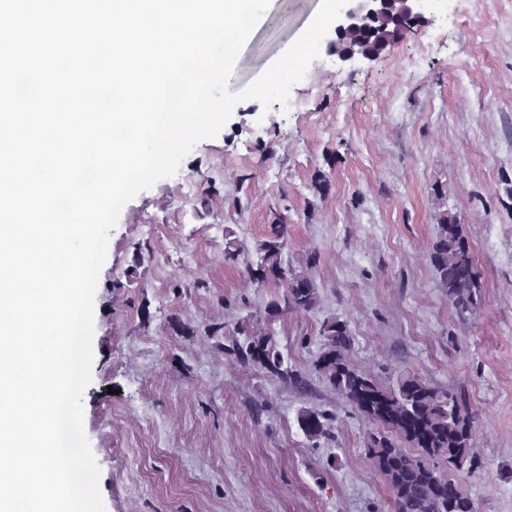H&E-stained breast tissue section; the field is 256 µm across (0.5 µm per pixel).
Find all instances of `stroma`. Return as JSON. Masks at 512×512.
I'll list each match as a JSON object with an SVG mask.
<instances>
[{"label":"stroma","mask_w":512,"mask_h":512,"mask_svg":"<svg viewBox=\"0 0 512 512\" xmlns=\"http://www.w3.org/2000/svg\"><path fill=\"white\" fill-rule=\"evenodd\" d=\"M319 4L274 0L230 91L280 58ZM427 16L371 62L321 48L290 91L295 109L238 104L175 176L123 208L83 396L106 512H393L366 456L375 425L313 369L331 317L349 322L359 368L466 395L478 462L462 478L477 512H512V0H429ZM446 210L486 296L465 321L428 257ZM278 214L290 256L320 254L318 309L272 325L300 388L241 364L222 334L282 292L224 264L227 241L254 250ZM304 407L331 415L327 436L298 429Z\"/></svg>","instance_id":"1"}]
</instances>
